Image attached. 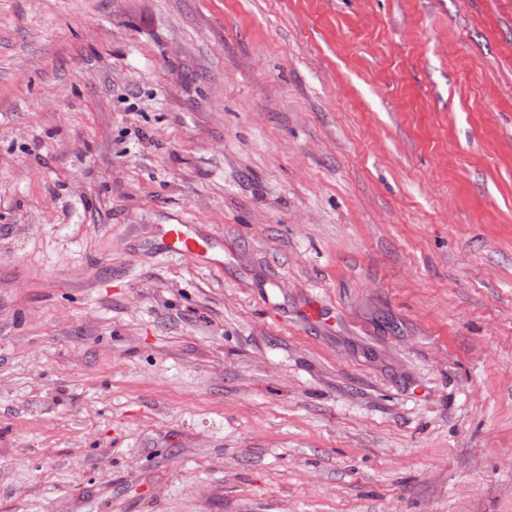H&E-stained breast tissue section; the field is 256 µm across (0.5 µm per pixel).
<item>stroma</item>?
<instances>
[{"label":"stroma","instance_id":"stroma-1","mask_svg":"<svg viewBox=\"0 0 512 512\" xmlns=\"http://www.w3.org/2000/svg\"><path fill=\"white\" fill-rule=\"evenodd\" d=\"M508 87L512 0H0V512H512ZM196 224H159L157 233L165 246V250L193 258L204 267H212L217 261L216 249L221 240L213 235L199 234Z\"/></svg>","mask_w":512,"mask_h":512}]
</instances>
